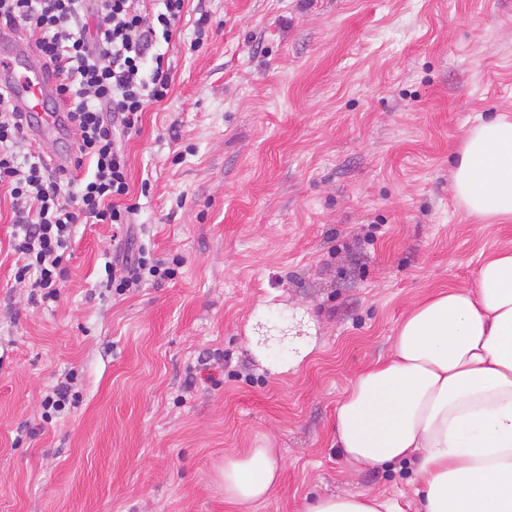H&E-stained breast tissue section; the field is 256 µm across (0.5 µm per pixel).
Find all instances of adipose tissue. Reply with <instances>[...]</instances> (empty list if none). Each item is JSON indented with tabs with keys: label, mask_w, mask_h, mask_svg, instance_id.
<instances>
[{
	"label": "adipose tissue",
	"mask_w": 512,
	"mask_h": 512,
	"mask_svg": "<svg viewBox=\"0 0 512 512\" xmlns=\"http://www.w3.org/2000/svg\"><path fill=\"white\" fill-rule=\"evenodd\" d=\"M468 216L512 221V118L471 126L453 168ZM334 444L353 466L409 464L415 512H512V249L472 287L442 288L398 324L391 356L360 372L336 413ZM272 449L228 456L224 499L248 507L279 479ZM306 512H404L371 493L317 497Z\"/></svg>",
	"instance_id": "adipose-tissue-1"
}]
</instances>
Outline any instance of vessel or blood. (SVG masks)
I'll return each mask as SVG.
<instances>
[{"instance_id":"vessel-or-blood-1","label":"vessel or blood","mask_w":512,"mask_h":512,"mask_svg":"<svg viewBox=\"0 0 512 512\" xmlns=\"http://www.w3.org/2000/svg\"><path fill=\"white\" fill-rule=\"evenodd\" d=\"M31 51L22 32L0 29V85H6L14 107L29 121V135L34 145L44 144L50 134L67 126V107L57 104L44 110V102L56 94L57 81L47 67L37 66L17 74L16 68Z\"/></svg>"}]
</instances>
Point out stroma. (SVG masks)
I'll list each match as a JSON object with an SVG mask.
<instances>
[{
    "mask_svg": "<svg viewBox=\"0 0 512 512\" xmlns=\"http://www.w3.org/2000/svg\"><path fill=\"white\" fill-rule=\"evenodd\" d=\"M165 51L170 93L125 149L133 239L173 279L102 288L113 228L82 223L59 299L33 302L0 194V512L410 493V467L338 454L336 408L417 302L512 248V222L478 223L452 189L467 129L512 115V0H187ZM292 318L315 351L270 372L288 349L258 359L255 325ZM68 371L78 403L44 415ZM265 446L271 496L225 502L217 467Z\"/></svg>",
    "mask_w": 512,
    "mask_h": 512,
    "instance_id": "stroma-1",
    "label": "stroma"
}]
</instances>
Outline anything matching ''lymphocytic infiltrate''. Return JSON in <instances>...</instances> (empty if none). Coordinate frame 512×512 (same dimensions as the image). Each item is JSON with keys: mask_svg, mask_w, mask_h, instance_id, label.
<instances>
[{"mask_svg": "<svg viewBox=\"0 0 512 512\" xmlns=\"http://www.w3.org/2000/svg\"><path fill=\"white\" fill-rule=\"evenodd\" d=\"M185 2L157 0L146 16L135 0H0V26L25 29L59 78L57 96L76 135L74 169L91 168L76 178L21 153L24 121L0 92V188L12 200L15 279L43 300L57 299L75 226L88 218L116 228L106 285L117 294L173 275L145 247L122 240L138 209L126 201L124 141L139 133L146 108L168 96L170 72L156 46L171 39Z\"/></svg>", "mask_w": 512, "mask_h": 512, "instance_id": "lymphocytic-infiltrate-1", "label": "lymphocytic infiltrate"}]
</instances>
